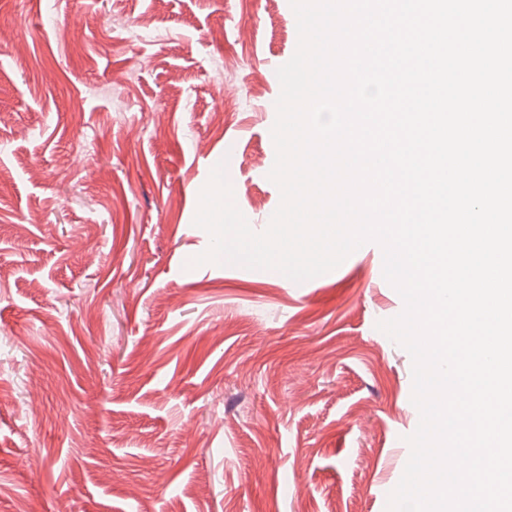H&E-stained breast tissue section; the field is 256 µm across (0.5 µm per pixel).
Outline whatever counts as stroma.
Here are the masks:
<instances>
[{
  "mask_svg": "<svg viewBox=\"0 0 512 512\" xmlns=\"http://www.w3.org/2000/svg\"><path fill=\"white\" fill-rule=\"evenodd\" d=\"M297 43L290 0H0V512H386L420 415L378 244L188 265L226 143L255 231L280 203Z\"/></svg>",
  "mask_w": 512,
  "mask_h": 512,
  "instance_id": "35a3bbf8",
  "label": "stroma"
}]
</instances>
